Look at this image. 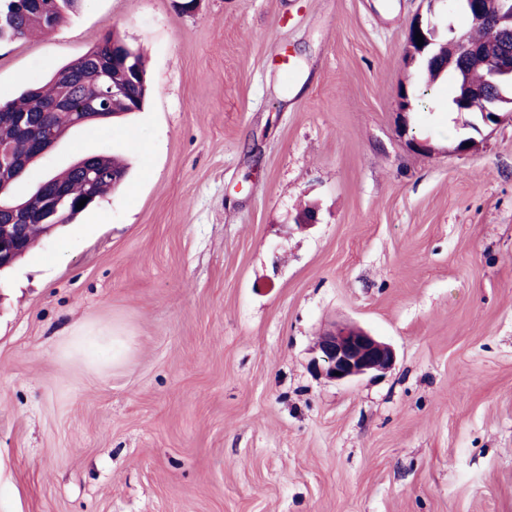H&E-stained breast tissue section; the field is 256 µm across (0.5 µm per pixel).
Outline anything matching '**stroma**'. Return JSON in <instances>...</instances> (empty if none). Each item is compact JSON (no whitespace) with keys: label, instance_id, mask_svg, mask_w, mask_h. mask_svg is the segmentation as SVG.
<instances>
[{"label":"stroma","instance_id":"stroma-1","mask_svg":"<svg viewBox=\"0 0 512 512\" xmlns=\"http://www.w3.org/2000/svg\"><path fill=\"white\" fill-rule=\"evenodd\" d=\"M184 2L0 43L5 101L110 30L150 85L14 188L129 163L0 272V512H512V120L455 152L447 81L403 59L425 0ZM337 322L395 367L317 377ZM75 331L128 348L90 367Z\"/></svg>","mask_w":512,"mask_h":512}]
</instances>
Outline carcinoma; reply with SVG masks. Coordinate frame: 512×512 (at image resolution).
I'll list each match as a JSON object with an SVG mask.
<instances>
[{"instance_id":"carcinoma-1","label":"carcinoma","mask_w":512,"mask_h":512,"mask_svg":"<svg viewBox=\"0 0 512 512\" xmlns=\"http://www.w3.org/2000/svg\"><path fill=\"white\" fill-rule=\"evenodd\" d=\"M79 0H53L52 7L38 10L29 5V0H0V42L22 39L35 32L49 33L77 8ZM451 36L463 40L477 48L496 45L500 40L499 28L485 23L469 22L462 30H454ZM112 69V83L125 86V93L119 98L102 96V84L106 68ZM146 71L141 53L125 44L111 33L103 36L100 43L82 56L61 66L47 81L33 83L22 90L13 100L0 105V142L10 145L20 157L31 151L32 137L44 128L54 131L61 137L68 127L85 124L86 106L93 97L99 98L101 107L120 118L143 109L148 95ZM443 76L454 83V97L449 104L456 110L465 107L467 112H481L487 103L486 71L472 67L466 73H457L453 63L443 59L435 68H424L423 79L430 86ZM68 95V107L64 110L52 108V101L60 88ZM27 116V129H22L13 116ZM88 158L107 173L123 179L127 167L119 166L120 157L103 155L96 151L88 153ZM80 159L67 169L50 175L62 185L67 198L86 200L85 206L77 208L69 203L59 207L51 223L72 224L77 217L97 200L109 195L117 183L110 178H100L89 184ZM37 198L29 196L20 199L12 189L0 194V221L7 223L12 218V208L20 204L30 206ZM42 214L34 211L26 233L27 249H32L45 232L40 226Z\"/></svg>"}]
</instances>
